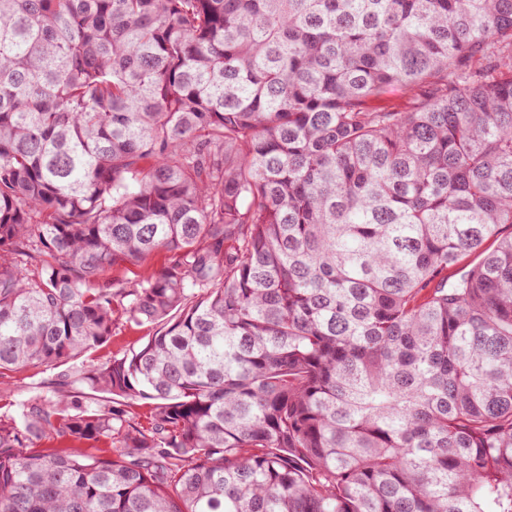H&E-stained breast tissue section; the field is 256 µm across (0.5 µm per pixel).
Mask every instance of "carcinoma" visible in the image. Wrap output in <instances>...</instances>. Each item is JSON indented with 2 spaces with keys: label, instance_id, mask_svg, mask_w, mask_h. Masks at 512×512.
Segmentation results:
<instances>
[{
  "label": "carcinoma",
  "instance_id": "1",
  "mask_svg": "<svg viewBox=\"0 0 512 512\" xmlns=\"http://www.w3.org/2000/svg\"><path fill=\"white\" fill-rule=\"evenodd\" d=\"M505 226L512 0H0V512H512ZM165 254L162 252L149 255L137 264H127L120 268L109 267L103 273V280L110 281L112 279H137L139 276L156 270L164 263ZM115 316L117 328L112 338L96 350L74 358L67 367L74 370L89 368L91 365L101 362L112 355L129 353L133 348H138L146 340V336L152 333L150 326L127 325L125 317L121 315V307L119 305L116 306ZM57 370L32 368L19 373L10 374L9 378L1 379L0 394L3 399L20 400L39 391L43 382L50 379Z\"/></svg>",
  "mask_w": 512,
  "mask_h": 512
}]
</instances>
